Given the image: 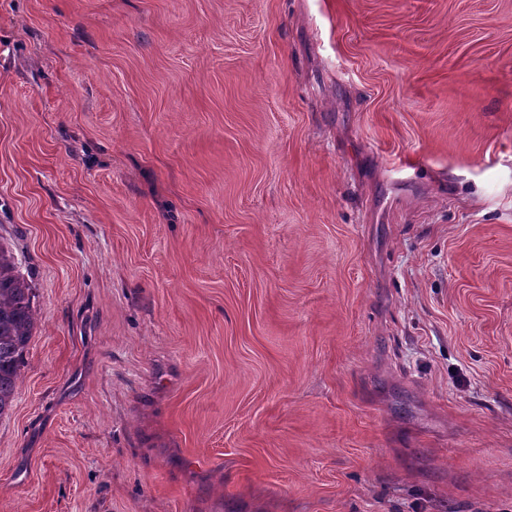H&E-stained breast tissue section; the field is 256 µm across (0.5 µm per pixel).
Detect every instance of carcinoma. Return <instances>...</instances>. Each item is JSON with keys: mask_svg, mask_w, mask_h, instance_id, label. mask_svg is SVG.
Listing matches in <instances>:
<instances>
[{"mask_svg": "<svg viewBox=\"0 0 512 512\" xmlns=\"http://www.w3.org/2000/svg\"><path fill=\"white\" fill-rule=\"evenodd\" d=\"M35 324L31 284L0 245V416L13 406Z\"/></svg>", "mask_w": 512, "mask_h": 512, "instance_id": "obj_1", "label": "carcinoma"}]
</instances>
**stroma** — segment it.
I'll return each mask as SVG.
<instances>
[{
  "instance_id": "35a3bbf8",
  "label": "stroma",
  "mask_w": 512,
  "mask_h": 512,
  "mask_svg": "<svg viewBox=\"0 0 512 512\" xmlns=\"http://www.w3.org/2000/svg\"><path fill=\"white\" fill-rule=\"evenodd\" d=\"M0 245V512H512V0H0ZM35 324L31 284L0 245V416L13 406Z\"/></svg>"
}]
</instances>
